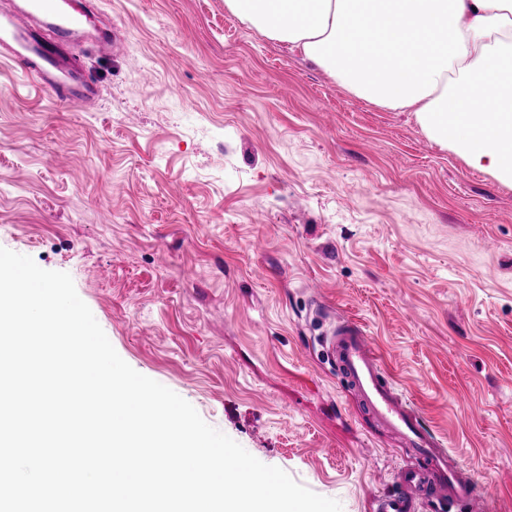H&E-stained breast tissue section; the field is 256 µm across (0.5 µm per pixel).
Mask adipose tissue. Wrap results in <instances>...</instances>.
I'll return each instance as SVG.
<instances>
[{"instance_id": "adipose-tissue-1", "label": "adipose tissue", "mask_w": 512, "mask_h": 512, "mask_svg": "<svg viewBox=\"0 0 512 512\" xmlns=\"http://www.w3.org/2000/svg\"><path fill=\"white\" fill-rule=\"evenodd\" d=\"M349 91L512 187V0H224Z\"/></svg>"}]
</instances>
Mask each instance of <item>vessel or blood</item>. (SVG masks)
Returning a JSON list of instances; mask_svg holds the SVG:
<instances>
[{"label": "vessel or blood", "instance_id": "1", "mask_svg": "<svg viewBox=\"0 0 512 512\" xmlns=\"http://www.w3.org/2000/svg\"><path fill=\"white\" fill-rule=\"evenodd\" d=\"M91 13L84 0H18L0 9V59L7 60L61 104L78 110L93 103L100 87L87 72L86 45L105 51L121 42L117 28L98 29L86 41ZM327 354L342 381L363 402L380 427L395 433L411 449L416 466L404 470V493L380 499L379 512H415L418 502L436 512L462 505L465 512H486L487 499L472 473L439 436L422 424L418 409L386 376L380 352L357 325L331 328Z\"/></svg>", "mask_w": 512, "mask_h": 512}]
</instances>
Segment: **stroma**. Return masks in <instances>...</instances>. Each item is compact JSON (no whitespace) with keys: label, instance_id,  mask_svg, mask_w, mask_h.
Returning a JSON list of instances; mask_svg holds the SVG:
<instances>
[{"label":"stroma","instance_id":"1","mask_svg":"<svg viewBox=\"0 0 512 512\" xmlns=\"http://www.w3.org/2000/svg\"><path fill=\"white\" fill-rule=\"evenodd\" d=\"M125 41L58 105L0 62V247L69 273L137 372L342 512L413 459L322 338L367 332L512 512V188L224 0H96Z\"/></svg>","mask_w":512,"mask_h":512}]
</instances>
